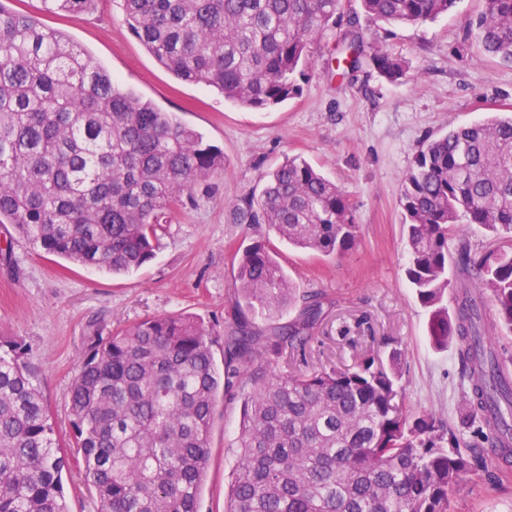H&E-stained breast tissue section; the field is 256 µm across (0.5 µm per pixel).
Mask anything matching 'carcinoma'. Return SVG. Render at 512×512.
Instances as JSON below:
<instances>
[{
  "label": "carcinoma",
  "mask_w": 512,
  "mask_h": 512,
  "mask_svg": "<svg viewBox=\"0 0 512 512\" xmlns=\"http://www.w3.org/2000/svg\"><path fill=\"white\" fill-rule=\"evenodd\" d=\"M0 0V224L69 262L129 274L154 257L167 215L224 169V153L171 112L112 78L65 34ZM51 14L100 0H40ZM124 21L174 78L224 99L269 108L300 94L314 41L344 19L345 0H120ZM456 0H360L368 21L412 25ZM469 28L512 63V0H484ZM360 63L364 32L342 34ZM390 82L409 70L375 49ZM406 275L430 313L434 346L452 348L470 380L468 414L512 454V379L483 323L512 335V117L460 126L414 154L401 190ZM243 224L322 256L357 247L344 192L289 157L259 200L241 199ZM477 225L498 245L476 256L461 239ZM460 237L456 255L448 237ZM233 304L218 368L193 315L152 317L93 338L69 396L74 441L58 443L20 340L0 342V512H69L71 467L98 512H198L218 403L242 391L225 512H453L471 463L446 424L397 400L395 363L284 371L321 314L312 294L299 317L260 328L294 288L259 239L234 253ZM453 307H448V302Z\"/></svg>",
  "instance_id": "cac0c4a2"
}]
</instances>
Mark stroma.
I'll return each instance as SVG.
<instances>
[{
  "instance_id": "obj_1",
  "label": "stroma",
  "mask_w": 512,
  "mask_h": 512,
  "mask_svg": "<svg viewBox=\"0 0 512 512\" xmlns=\"http://www.w3.org/2000/svg\"><path fill=\"white\" fill-rule=\"evenodd\" d=\"M13 9L39 16L91 53L122 84L172 112L224 152V168L197 184L173 209L155 257L138 271L115 276L68 264L34 248L0 224V340L27 344L35 383L69 441V391L92 337L144 318L191 314L213 331L221 351L224 328L237 312L232 253L271 237L264 224H240L233 206L260 195L268 174L299 156L346 194L360 241L350 252L324 257L276 242L277 260L297 296L259 327L294 321L311 292L324 297L322 316L304 346L289 358L298 370L355 366L367 358L395 359L402 393L416 412L442 419L471 459L454 495L455 512H512V472L487 456L489 439L465 410L468 382L454 351L436 349L429 316L406 277L401 188L416 150L451 129L512 114V65L488 55L468 25L483 0H458L448 15L418 25L368 26L359 0L348 11L369 28V44L404 58L409 80L390 83L369 64L353 77L331 75L340 33L328 30L312 47L301 93L276 107H240L217 91L175 79L129 32L116 0L93 12L42 13L40 0H14ZM241 419L240 400H224L214 419L200 512H225Z\"/></svg>"
}]
</instances>
